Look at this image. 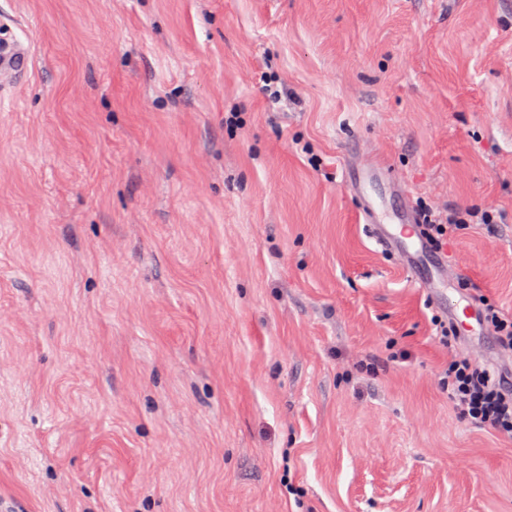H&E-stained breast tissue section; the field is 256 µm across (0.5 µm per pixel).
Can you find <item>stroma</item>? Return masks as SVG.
<instances>
[{
    "mask_svg": "<svg viewBox=\"0 0 512 512\" xmlns=\"http://www.w3.org/2000/svg\"><path fill=\"white\" fill-rule=\"evenodd\" d=\"M0 512H512L351 144L512 316V0H0ZM32 53L28 43L0 39V85L2 90L23 80L30 73ZM425 215V223L432 224L437 236L448 238L452 236L456 230H459L462 224H468L462 213L442 214L439 210L430 208L428 211L423 212Z\"/></svg>",
    "mask_w": 512,
    "mask_h": 512,
    "instance_id": "35a3bbf8",
    "label": "stroma"
}]
</instances>
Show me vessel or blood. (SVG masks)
Instances as JSON below:
<instances>
[{
    "instance_id": "1",
    "label": "vessel or blood",
    "mask_w": 512,
    "mask_h": 512,
    "mask_svg": "<svg viewBox=\"0 0 512 512\" xmlns=\"http://www.w3.org/2000/svg\"><path fill=\"white\" fill-rule=\"evenodd\" d=\"M32 53L28 43L0 39V85L10 86L28 76ZM345 184L355 193L359 212L374 242L393 253L417 288L428 293L448 312V324L460 346L477 353L494 340L490 323L482 318L470 297L450 299L462 274L448 263V255L435 252L415 231L419 216L406 200L401 174L386 160L359 151L345 167Z\"/></svg>"
}]
</instances>
